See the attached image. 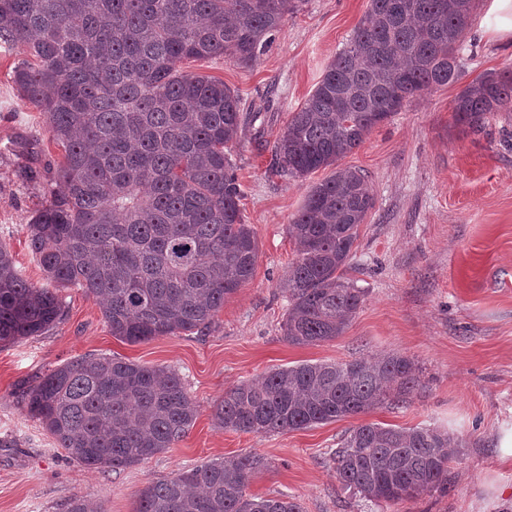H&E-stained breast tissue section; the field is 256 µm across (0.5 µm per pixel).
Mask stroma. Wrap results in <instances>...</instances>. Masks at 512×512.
<instances>
[{
    "instance_id": "stroma-1",
    "label": "stroma",
    "mask_w": 512,
    "mask_h": 512,
    "mask_svg": "<svg viewBox=\"0 0 512 512\" xmlns=\"http://www.w3.org/2000/svg\"><path fill=\"white\" fill-rule=\"evenodd\" d=\"M368 5L306 0L254 65L222 56L184 63L185 72L238 90L246 111L259 115L231 150L240 206L259 244L254 276L208 330L138 344L112 335L92 296L59 289L65 314L56 326L0 346V512H65L75 496L100 512H134L148 479L248 452L266 462L249 493L294 498L303 512H512V109L489 115L477 132L463 131L453 112L460 89L484 73L512 69V41L482 27L487 0H475L456 84L376 126L340 161L367 173L375 197L347 272L364 293L358 314L342 336L317 345H291L282 335L283 279L294 257L287 227L310 186L329 172L280 176L272 148ZM26 56L22 44L0 48V241L41 286L26 226L62 151L12 81ZM24 166L34 179L21 176ZM387 353L407 356L418 368L419 384L405 403L284 433L225 430L212 419L225 392L272 370ZM101 355L181 375L197 417L173 448L125 469L93 470L28 415L27 383L70 360ZM362 423L454 434L447 495L387 504L344 489L329 454Z\"/></svg>"
}]
</instances>
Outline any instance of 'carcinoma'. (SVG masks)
Returning a JSON list of instances; mask_svg holds the SVG:
<instances>
[{
	"mask_svg": "<svg viewBox=\"0 0 512 512\" xmlns=\"http://www.w3.org/2000/svg\"><path fill=\"white\" fill-rule=\"evenodd\" d=\"M304 0H0V46L25 43L13 71L21 96L44 116L63 160L27 225L46 280L96 298L112 335L131 344L202 331L253 277L258 244L228 145L248 119L221 80L180 70L229 57L252 65ZM474 0H369L344 48L273 146V169L312 185L289 233L283 335L315 345L342 335L363 302L346 277L358 228L374 208L368 176L337 162L410 102L459 78L457 44ZM512 107V70L489 72L455 97L456 122L481 130ZM64 315L0 242V344L40 336ZM415 363H302L224 393L213 410L226 430L305 429L403 402ZM27 412L90 469L140 464L166 452L196 414L180 376L117 357H82L38 377ZM445 430L379 423L354 427L331 461L341 484L398 503L448 492ZM265 468L256 455L150 479L135 512H302L282 497L247 492Z\"/></svg>",
	"mask_w": 512,
	"mask_h": 512,
	"instance_id": "cac0c4a2",
	"label": "carcinoma"
}]
</instances>
